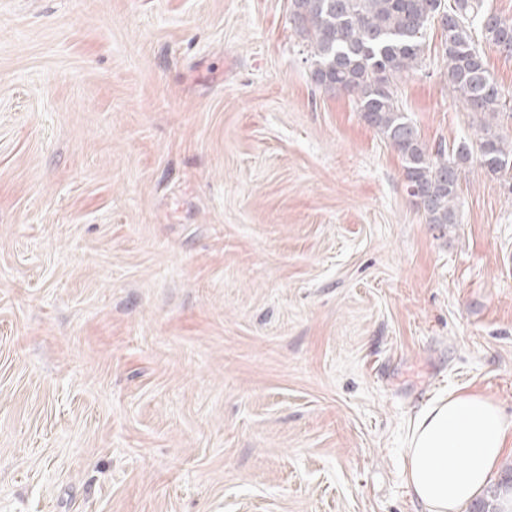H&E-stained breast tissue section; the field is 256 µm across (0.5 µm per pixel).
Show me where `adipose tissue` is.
Listing matches in <instances>:
<instances>
[{"label":"adipose tissue","instance_id":"adipose-tissue-1","mask_svg":"<svg viewBox=\"0 0 512 512\" xmlns=\"http://www.w3.org/2000/svg\"><path fill=\"white\" fill-rule=\"evenodd\" d=\"M512 424L490 398L450 392L414 417L405 450V484L423 512H463L483 496Z\"/></svg>","mask_w":512,"mask_h":512}]
</instances>
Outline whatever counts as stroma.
<instances>
[{"instance_id": "stroma-1", "label": "stroma", "mask_w": 512, "mask_h": 512, "mask_svg": "<svg viewBox=\"0 0 512 512\" xmlns=\"http://www.w3.org/2000/svg\"><path fill=\"white\" fill-rule=\"evenodd\" d=\"M289 4L0 0V512H419L418 410L512 422V178L427 223Z\"/></svg>"}]
</instances>
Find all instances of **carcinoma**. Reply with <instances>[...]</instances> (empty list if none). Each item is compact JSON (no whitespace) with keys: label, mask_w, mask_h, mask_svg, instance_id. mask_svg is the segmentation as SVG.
Returning a JSON list of instances; mask_svg holds the SVG:
<instances>
[{"label":"carcinoma","mask_w":512,"mask_h":512,"mask_svg":"<svg viewBox=\"0 0 512 512\" xmlns=\"http://www.w3.org/2000/svg\"><path fill=\"white\" fill-rule=\"evenodd\" d=\"M289 15L322 74L318 87L351 95L365 122L400 154L406 187L419 191L415 204L427 223H458L461 175L472 161L493 177L512 173V140L497 123L509 103L472 34L477 21L483 41L499 50L512 20L485 28L497 14L483 9V0H290ZM434 23L442 32L449 92L482 119L473 136L432 151L403 109L397 87L424 64L425 35Z\"/></svg>","instance_id":"1"}]
</instances>
